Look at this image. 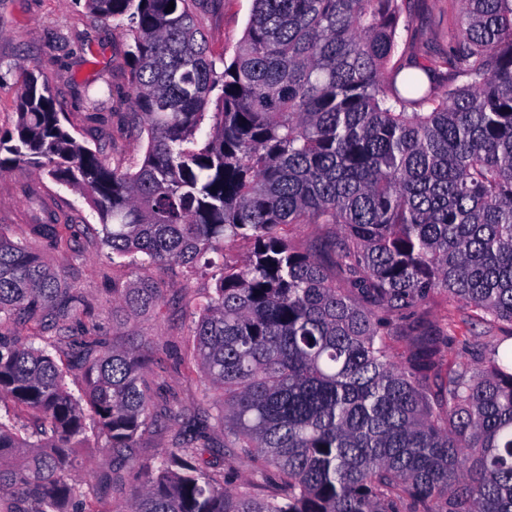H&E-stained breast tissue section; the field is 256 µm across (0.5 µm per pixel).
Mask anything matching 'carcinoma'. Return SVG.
Returning <instances> with one entry per match:
<instances>
[{
  "label": "carcinoma",
  "instance_id": "1",
  "mask_svg": "<svg viewBox=\"0 0 512 512\" xmlns=\"http://www.w3.org/2000/svg\"><path fill=\"white\" fill-rule=\"evenodd\" d=\"M200 2L86 0L130 38L142 155L80 144L30 72L0 173L26 164L86 195L116 257L187 281L207 258L191 336L210 407L159 403L140 346L103 334L85 292L1 225L0 512H103L85 465L100 448L140 479L113 512H512V354L430 377L436 337L399 362L391 346L439 291L512 326V0H452L448 51L395 65L412 0H254L228 63ZM297 224L317 240L290 238ZM66 228L30 225L57 249ZM161 302L146 277L112 289L127 315ZM160 413L183 430L145 462ZM215 431L276 490L203 468Z\"/></svg>",
  "mask_w": 512,
  "mask_h": 512
}]
</instances>
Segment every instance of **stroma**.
Returning <instances> with one entry per match:
<instances>
[{"label": "stroma", "mask_w": 512, "mask_h": 512, "mask_svg": "<svg viewBox=\"0 0 512 512\" xmlns=\"http://www.w3.org/2000/svg\"><path fill=\"white\" fill-rule=\"evenodd\" d=\"M251 10L252 0H212L208 4L203 13L204 31L213 54L233 56ZM409 32L417 44L431 41L446 45L448 0H425L412 12ZM127 51L123 31L94 18L85 0H0V135L14 129L17 90L27 72L35 71L52 78L58 108L66 116L64 126L79 143L92 148L106 137L111 139L116 155L133 154L137 143L130 131ZM93 97L105 101L96 116L89 105ZM49 213L75 226V245L83 253L82 260L73 261L70 251L50 249L39 240H30L29 245L43 252L60 274L94 299L96 320L103 333L115 329L113 289L126 287L145 273L163 282L162 317H137L135 333L158 341L157 346L146 350L159 375L156 392L175 395L192 411L205 408L207 400L187 327L191 321L189 303L213 288L210 277L196 276L185 287L178 266L152 267L144 272L127 259H107L97 247L98 215L80 192L24 165L0 173V225L22 238L28 224ZM463 316L457 303L438 293L406 326L418 334H432L446 320H455V327L447 328V342L439 346L440 361L458 358L481 364L493 349L502 346L504 334L497 327L478 322L461 325Z\"/></svg>", "instance_id": "obj_1"}]
</instances>
